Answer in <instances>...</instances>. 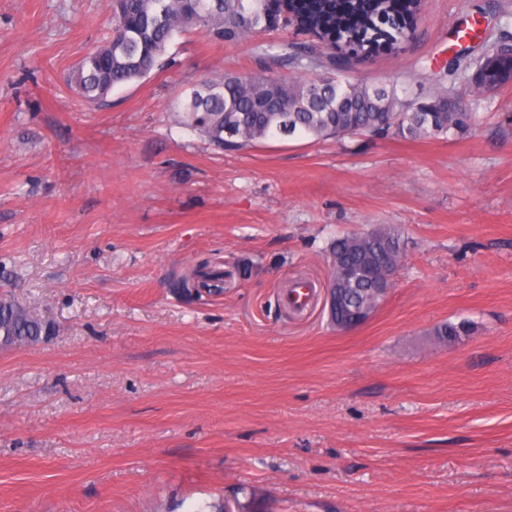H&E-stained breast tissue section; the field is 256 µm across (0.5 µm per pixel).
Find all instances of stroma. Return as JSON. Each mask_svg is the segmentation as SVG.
I'll return each instance as SVG.
<instances>
[{"label": "stroma", "instance_id": "1", "mask_svg": "<svg viewBox=\"0 0 512 512\" xmlns=\"http://www.w3.org/2000/svg\"><path fill=\"white\" fill-rule=\"evenodd\" d=\"M111 22L109 0H0V293L54 321L0 351V512H512V82L451 139L220 149L174 102L263 68L251 44L183 35L97 108L68 76ZM492 43L512 0H424L345 74L460 92L449 59ZM378 224L404 264L336 331L330 243ZM207 258L223 293L177 289Z\"/></svg>", "mask_w": 512, "mask_h": 512}]
</instances>
